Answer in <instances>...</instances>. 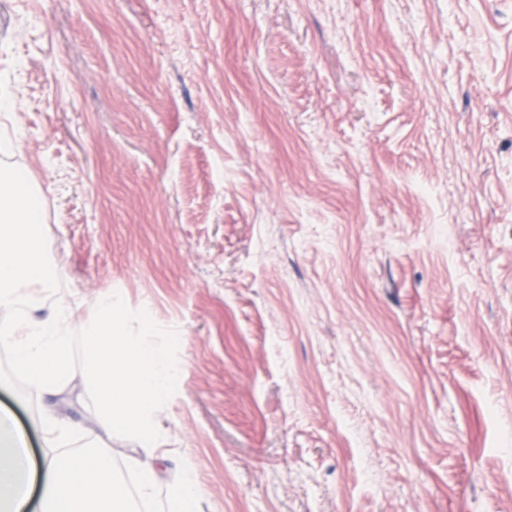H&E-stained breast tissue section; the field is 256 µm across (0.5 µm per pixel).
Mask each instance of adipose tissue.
Wrapping results in <instances>:
<instances>
[{"label":"adipose tissue","instance_id":"obj_1","mask_svg":"<svg viewBox=\"0 0 512 512\" xmlns=\"http://www.w3.org/2000/svg\"><path fill=\"white\" fill-rule=\"evenodd\" d=\"M0 512H128L115 490L111 455L96 434L85 448L42 457L31 467L8 413H0Z\"/></svg>","mask_w":512,"mask_h":512}]
</instances>
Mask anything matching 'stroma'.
Instances as JSON below:
<instances>
[{
    "label": "stroma",
    "mask_w": 512,
    "mask_h": 512,
    "mask_svg": "<svg viewBox=\"0 0 512 512\" xmlns=\"http://www.w3.org/2000/svg\"><path fill=\"white\" fill-rule=\"evenodd\" d=\"M1 91L61 297L179 335L198 512L512 505V0H0Z\"/></svg>",
    "instance_id": "35a3bbf8"
}]
</instances>
